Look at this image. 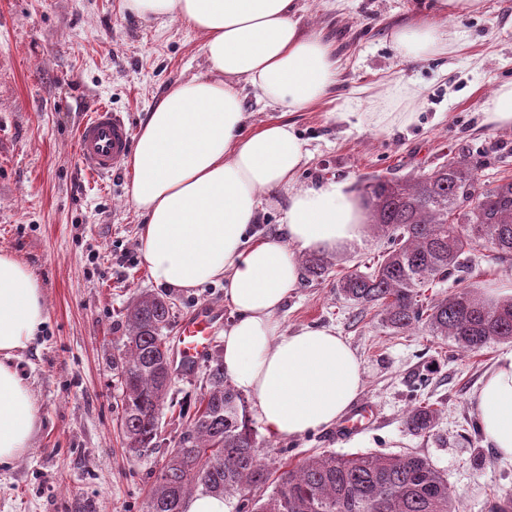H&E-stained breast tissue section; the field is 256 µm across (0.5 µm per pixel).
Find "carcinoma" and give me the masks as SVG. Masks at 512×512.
Segmentation results:
<instances>
[{
	"label": "carcinoma",
	"instance_id": "1",
	"mask_svg": "<svg viewBox=\"0 0 512 512\" xmlns=\"http://www.w3.org/2000/svg\"><path fill=\"white\" fill-rule=\"evenodd\" d=\"M361 192L368 224L386 246L365 270L336 278L339 295L377 309L381 323L397 333L421 328L465 352L512 342V296L489 300L472 282L479 247L488 244L496 260L512 263V178L486 184L462 154L414 178L374 175ZM303 264L309 277L323 281L338 260L311 255ZM449 280L451 293L423 298V289ZM172 317L170 300L140 293L126 309L125 336L112 355L120 428L126 452L136 457L155 447L173 384L165 335ZM205 375L195 412L152 482L146 512H183L199 491L237 500L236 512H459L448 481L417 454H311L282 463L285 470L270 481L245 400L224 377L223 350L210 357ZM439 414L420 404L406 425L426 434Z\"/></svg>",
	"mask_w": 512,
	"mask_h": 512
}]
</instances>
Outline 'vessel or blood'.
<instances>
[{
	"instance_id": "vessel-or-blood-1",
	"label": "vessel or blood",
	"mask_w": 512,
	"mask_h": 512,
	"mask_svg": "<svg viewBox=\"0 0 512 512\" xmlns=\"http://www.w3.org/2000/svg\"><path fill=\"white\" fill-rule=\"evenodd\" d=\"M133 130L121 113L97 107L77 129L78 156L85 170L102 177L120 171L131 148ZM218 322L215 310L202 306L181 320L171 349L181 375H189L211 351ZM377 410L360 404L344 419L339 433H358L377 425Z\"/></svg>"
}]
</instances>
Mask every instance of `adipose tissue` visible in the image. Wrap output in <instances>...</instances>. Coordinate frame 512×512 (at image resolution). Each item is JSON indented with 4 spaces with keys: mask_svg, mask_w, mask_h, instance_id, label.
Masks as SVG:
<instances>
[{
    "mask_svg": "<svg viewBox=\"0 0 512 512\" xmlns=\"http://www.w3.org/2000/svg\"><path fill=\"white\" fill-rule=\"evenodd\" d=\"M142 19H180L205 36L208 70L176 82L142 123L129 158L128 202L142 217L140 253L157 286L189 291L223 281L235 317L224 327V375L251 401L268 438H297L336 424L363 389L357 357L330 328L282 332L276 319L301 285L299 252L343 251L365 235L366 214L345 183L297 187L306 152L290 114L334 84L330 45L301 25V0H123ZM457 32L396 28L391 47L420 62L455 51ZM280 119L247 131L241 86ZM424 86L399 83L364 114L376 129L410 124L392 101H419ZM288 195L284 236L249 237L262 198ZM47 321L40 280L0 252V466L29 448L37 403L17 366ZM484 437L512 460V353L500 357L474 400Z\"/></svg>",
    "mask_w": 512,
    "mask_h": 512,
    "instance_id": "1",
    "label": "adipose tissue"
}]
</instances>
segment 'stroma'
<instances>
[{
    "label": "stroma",
    "mask_w": 512,
    "mask_h": 512,
    "mask_svg": "<svg viewBox=\"0 0 512 512\" xmlns=\"http://www.w3.org/2000/svg\"><path fill=\"white\" fill-rule=\"evenodd\" d=\"M303 2L304 27L331 43L339 70L321 103L289 117L309 153L298 186L404 178L452 152L477 161L484 181L512 177V128H490L483 114L487 98L512 82V0H484L464 15L436 14L428 0ZM416 24L459 32V50L403 61L390 33ZM203 42L180 20L132 17L121 0H0V250L31 267L48 315L17 361L40 426L26 453L0 468V512H145L153 474L183 428L178 413L194 410L199 368L177 378L156 447L128 458L112 355L125 308L157 287L139 251L128 170L85 174L75 132L99 104L139 128L173 83L206 73ZM398 81L426 88L416 122L386 132L361 123L370 101ZM169 296L177 320L203 305L222 322L233 317L220 283ZM278 320L289 333L329 327L344 337L363 373L359 400L375 406L380 422L354 436L329 428L271 442L270 466L321 451L416 453L447 478L462 512H489L492 496L512 493V461L494 454L472 404L512 343L463 353L420 331L394 333L329 280L302 281ZM422 402L440 418L418 435L405 416Z\"/></svg>",
    "instance_id": "stroma-1"
}]
</instances>
